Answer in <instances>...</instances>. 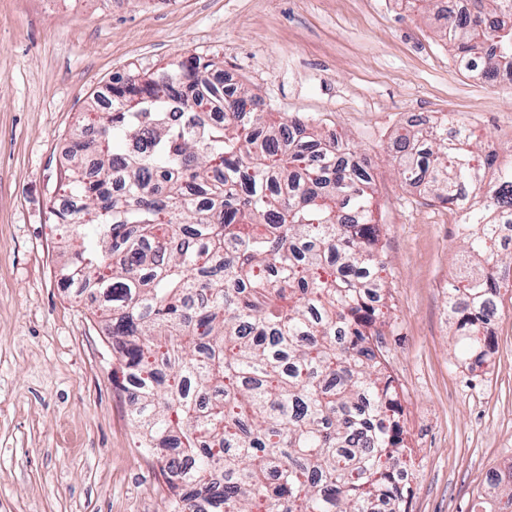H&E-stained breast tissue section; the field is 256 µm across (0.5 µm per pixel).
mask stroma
I'll use <instances>...</instances> for the list:
<instances>
[{
    "label": "stroma",
    "mask_w": 512,
    "mask_h": 512,
    "mask_svg": "<svg viewBox=\"0 0 512 512\" xmlns=\"http://www.w3.org/2000/svg\"><path fill=\"white\" fill-rule=\"evenodd\" d=\"M426 0H0V512H160L91 298L59 284L50 211L81 113L118 76L190 56L264 101L315 119L370 168L391 266L382 347L413 450L410 512H471L512 464V288L499 352L457 359L448 282L468 258L443 205L397 174L405 113H450L512 147V82L460 72Z\"/></svg>",
    "instance_id": "obj_1"
}]
</instances>
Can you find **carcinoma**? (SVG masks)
<instances>
[{
	"label": "carcinoma",
	"mask_w": 512,
	"mask_h": 512,
	"mask_svg": "<svg viewBox=\"0 0 512 512\" xmlns=\"http://www.w3.org/2000/svg\"><path fill=\"white\" fill-rule=\"evenodd\" d=\"M441 37L458 70L512 74V0H471ZM112 81V108L79 121L51 211L60 269L119 343L139 448L161 457L162 512H409L403 437L381 337L373 178L350 142L308 117L269 123L191 56ZM397 172L446 204L485 190L448 283L458 359L478 364L497 314L512 225V161L497 163L445 115L395 142ZM481 512H512V465Z\"/></svg>",
	"instance_id": "cac0c4a2"
}]
</instances>
